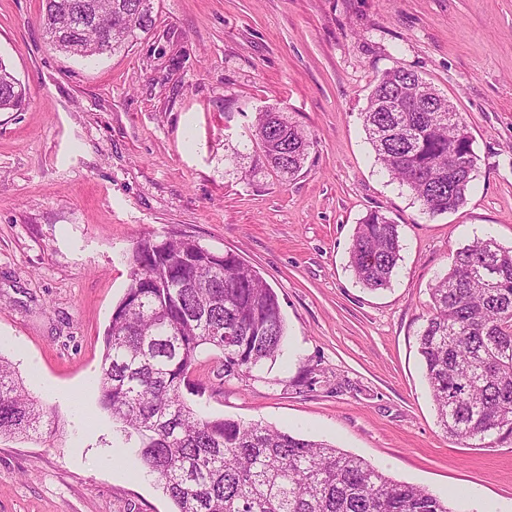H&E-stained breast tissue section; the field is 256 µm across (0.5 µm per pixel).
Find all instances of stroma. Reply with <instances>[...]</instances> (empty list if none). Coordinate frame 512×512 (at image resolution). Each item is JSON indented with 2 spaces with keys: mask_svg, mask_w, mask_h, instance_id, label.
<instances>
[{
  "mask_svg": "<svg viewBox=\"0 0 512 512\" xmlns=\"http://www.w3.org/2000/svg\"><path fill=\"white\" fill-rule=\"evenodd\" d=\"M40 5L0 0V59L28 92L0 112V359L55 429L0 439V512H172L96 378L133 245L176 231L240 254L286 327L276 361L242 377L220 380L203 354L195 409L512 512V445L448 438L417 348L456 250L487 235L512 246V0H153L152 30L91 59L50 48ZM394 67L466 121L476 160L458 211L428 214L375 157L362 114ZM270 106L313 141L287 181L256 162ZM372 210L402 244L378 291L349 266Z\"/></svg>",
  "mask_w": 512,
  "mask_h": 512,
  "instance_id": "stroma-1",
  "label": "stroma"
}]
</instances>
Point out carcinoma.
<instances>
[{
    "instance_id": "obj_1",
    "label": "carcinoma",
    "mask_w": 512,
    "mask_h": 512,
    "mask_svg": "<svg viewBox=\"0 0 512 512\" xmlns=\"http://www.w3.org/2000/svg\"><path fill=\"white\" fill-rule=\"evenodd\" d=\"M76 1L80 25L68 18ZM41 19L52 48L85 58L129 47L155 24L152 0H42ZM25 101V87L0 59V111ZM363 123L377 160L425 211L465 204L475 156L448 97L396 67L377 80ZM255 137L262 162L285 178L302 169L311 147L304 129L274 107L258 113ZM452 153L469 156L468 167L448 168ZM401 249L398 225L372 210L357 226L350 267L363 286L384 289ZM128 266L129 286L105 330L100 403L176 512H455L448 500L323 440L187 404L203 353H219L227 378L282 351L278 295L238 253L172 233L139 240ZM431 300L418 351L440 426L464 448L512 442V247L486 237L460 248ZM44 424L41 402L0 359V437L38 434Z\"/></svg>"
}]
</instances>
